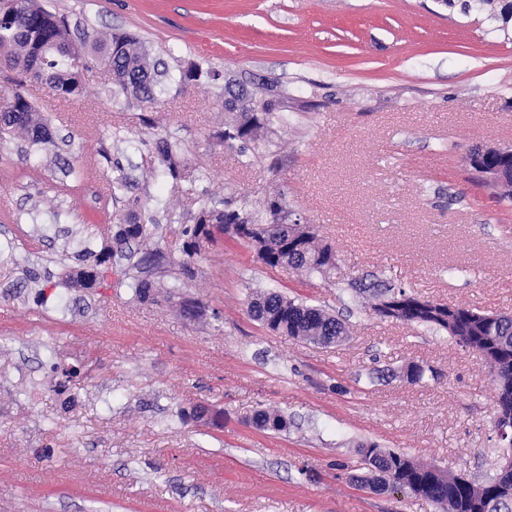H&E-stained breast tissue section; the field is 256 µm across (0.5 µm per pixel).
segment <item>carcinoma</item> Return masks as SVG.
<instances>
[{
    "instance_id": "cac0c4a2",
    "label": "carcinoma",
    "mask_w": 512,
    "mask_h": 512,
    "mask_svg": "<svg viewBox=\"0 0 512 512\" xmlns=\"http://www.w3.org/2000/svg\"><path fill=\"white\" fill-rule=\"evenodd\" d=\"M17 9L12 20L0 21V52H6V60L14 67L33 68L31 78L48 82L58 97L70 99L83 93L82 71L86 58L91 56L101 63L112 65L113 94L132 96L140 103L153 101L155 88L161 79L186 84L201 77L216 76L211 70L190 62L172 73L168 67L157 70L158 62L151 60L150 53L136 38L127 33H111L92 43H73L66 21L37 3V0H16ZM224 111L235 115L229 128L224 130V143L231 146L236 140L234 131L247 128V141L261 137L269 118V102L265 94L233 97L229 86H224ZM0 135H15L26 139L35 148L36 157L51 153L56 147L49 121L40 113L28 90L15 93L11 103L0 110ZM157 153L163 173L173 180L187 181L189 167L181 157L178 145L167 138L156 141ZM502 168L505 183L511 190L497 194L503 201L512 200V156L503 155L493 162ZM279 199L266 202L262 213L233 209L229 202L220 208L210 202H202L192 223L183 229L180 252L182 270L190 271L191 263L200 256L216 236L224 233L231 224H248L252 227L243 239L255 252L270 256L286 255V267L307 273H324L331 269L327 252L332 247L324 244L315 231L301 224L278 228L276 233L263 230L276 223V207ZM138 202L129 205L124 214L112 216L110 235L95 249L89 242L78 252L79 267L66 282H55L49 273L42 275L25 270L28 280L34 284L37 302L45 306L52 297L60 296L58 288H97L108 281L112 274V257L118 254L130 257L136 247L151 240L152 218L136 210ZM62 220V211L52 204L43 212L32 216V222L42 224L41 237H48L52 227ZM295 237L301 247L283 253L284 242ZM117 285L129 288L132 295L146 300L153 295L154 284L146 280L126 278ZM373 300L371 308L378 311L380 303L395 291L407 292L402 286L379 282L368 288ZM415 303L425 311H415L407 323L429 327L457 338L465 348H474L490 356L498 363L497 389L501 390V406L512 410V316L482 312L465 305L449 304L442 310L439 304L419 298ZM248 314L260 323L270 319L277 325L270 330L284 333L315 345L330 346L345 339L348 331L336 317L322 309L289 298L277 291L256 294L248 302ZM60 376L55 392L60 395L70 385L87 376L81 365L52 366ZM363 472L351 476V481L361 488L376 492L386 490L388 478L395 480L397 491L424 498L436 504L440 512H512V473L496 470L482 481L464 476H454L438 467L424 463L411 455L383 448L376 443L363 444L360 448Z\"/></svg>"
}]
</instances>
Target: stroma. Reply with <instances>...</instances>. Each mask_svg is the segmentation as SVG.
I'll return each mask as SVG.
<instances>
[{"label":"stroma","mask_w":512,"mask_h":512,"mask_svg":"<svg viewBox=\"0 0 512 512\" xmlns=\"http://www.w3.org/2000/svg\"><path fill=\"white\" fill-rule=\"evenodd\" d=\"M41 2L74 38L129 32L169 67L193 61L277 94L264 136L242 151L224 144L208 81L144 105L114 95L95 60L74 99L28 81L59 149L38 160L0 138V243L15 251L0 257V512H436L350 481L369 442L493 476L488 368L447 334L381 319L358 286L384 280L512 315V202L462 164L472 145H512V30L441 0ZM161 137L177 142L192 181L151 177ZM69 163L86 169L82 183L65 177ZM117 165L129 180L118 195ZM158 194L170 209L153 214L155 262L114 266L155 282L152 300L104 286L35 304L24 263L57 277L69 266L64 238H32L44 199L78 231ZM274 194L334 248L335 268H270L226 235L169 291L201 201L259 212ZM268 290L322 308L347 337L324 347L263 327L247 303ZM55 362L88 370L74 403L51 389ZM411 362L425 370L416 384L403 375ZM200 406L220 411L218 424L195 420ZM262 407L285 414L287 430L253 427Z\"/></svg>","instance_id":"obj_1"}]
</instances>
